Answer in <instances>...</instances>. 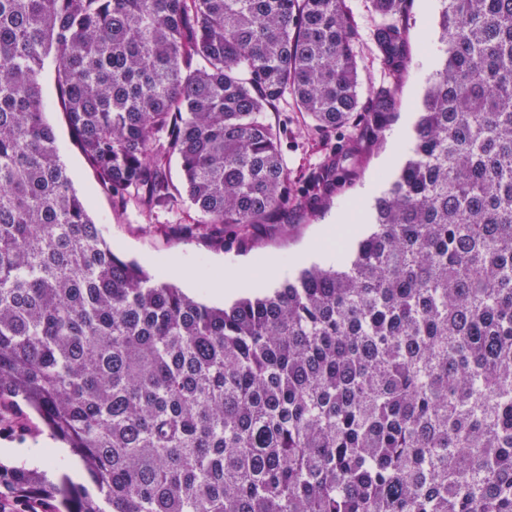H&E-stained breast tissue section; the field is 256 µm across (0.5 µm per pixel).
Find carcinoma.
<instances>
[{"label": "carcinoma", "mask_w": 512, "mask_h": 512, "mask_svg": "<svg viewBox=\"0 0 512 512\" xmlns=\"http://www.w3.org/2000/svg\"><path fill=\"white\" fill-rule=\"evenodd\" d=\"M409 0H371L393 80ZM411 157L342 270L210 306L102 236L48 102L99 185L146 215L171 160L219 248L324 193L290 182L283 102L377 141L347 0H0V411L88 484L0 464L29 512H512V0H442ZM54 65L53 85L42 74ZM52 449L53 448H45L47 454V464L43 467L37 468L44 469L49 472L58 469L61 474L60 477L62 475H67L75 483L82 482L86 473L83 469L80 459L73 455L69 448V453L67 456H56L54 455Z\"/></svg>", "instance_id": "carcinoma-1"}]
</instances>
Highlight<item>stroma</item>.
<instances>
[{"mask_svg":"<svg viewBox=\"0 0 512 512\" xmlns=\"http://www.w3.org/2000/svg\"><path fill=\"white\" fill-rule=\"evenodd\" d=\"M353 19L362 35L357 47L359 58L360 93L364 105H373L376 93L386 86L388 76L377 57V51L369 38L378 18L370 0H348ZM439 9L425 10L423 0H410L405 23L408 39L409 62L405 73L395 88L394 112L389 120L390 129L402 123H416L420 101L428 86L429 77L421 70V58L425 53L443 55L440 40ZM48 121L56 133L62 161L75 176V188L87 204L99 224L104 237L114 250L125 258L138 262L149 259L170 264L173 257H180L187 271L186 276H173L172 281L190 295L202 298L211 305L232 303L234 295L214 297L210 288L212 265L221 261L232 266L244 260L270 256L289 257L300 252L313 240L321 229L327 227L336 211L354 204L361 190L372 181H379L381 189H388V180L380 179L379 164L391 147L388 134L380 141L363 149L349 176H336L329 191L290 213L287 223L269 229L259 239L256 247L247 251L212 248L204 236L195 231L199 213L187 199L156 207L151 219H144L136 205L116 209L111 197L99 186L93 171L86 164L80 150L74 144L63 114L58 108L47 113ZM270 124L284 127L282 150L288 163L290 178L304 183L319 171L330 152H344L349 146L348 134L339 130L331 134L315 133L303 117L286 104L278 111L265 113ZM42 424L37 416L19 411L0 412V448L5 456L0 462L12 465L16 459L10 456L13 448H27L46 440Z\"/></svg>","mask_w":512,"mask_h":512,"instance_id":"1","label":"stroma"}]
</instances>
